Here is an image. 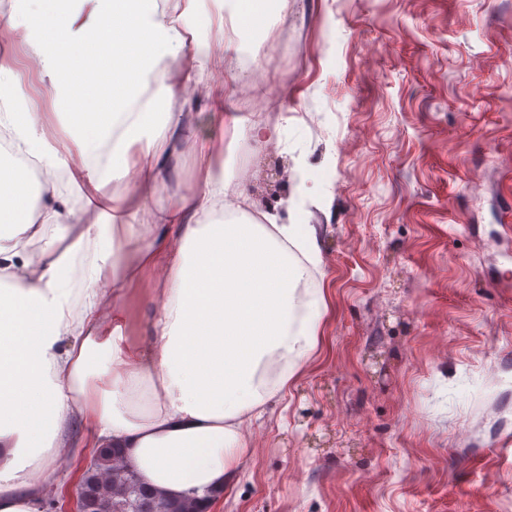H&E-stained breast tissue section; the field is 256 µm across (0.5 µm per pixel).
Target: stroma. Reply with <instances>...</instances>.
Returning <instances> with one entry per match:
<instances>
[{"label":"stroma","instance_id":"1","mask_svg":"<svg viewBox=\"0 0 512 512\" xmlns=\"http://www.w3.org/2000/svg\"><path fill=\"white\" fill-rule=\"evenodd\" d=\"M261 24L284 111L252 119L226 50L224 104L190 112L167 190L232 119L287 123L281 147L245 139L244 208L306 192L281 218L320 225L331 312L218 512H512V0H288ZM142 47L67 63L88 113Z\"/></svg>","mask_w":512,"mask_h":512}]
</instances>
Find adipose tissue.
<instances>
[{
	"mask_svg": "<svg viewBox=\"0 0 512 512\" xmlns=\"http://www.w3.org/2000/svg\"><path fill=\"white\" fill-rule=\"evenodd\" d=\"M139 89L102 123L73 118L61 53L108 41L102 0H70L0 45H29L50 81L45 112L0 54V512H43L63 494L55 463L120 448L163 499L203 512L238 479L251 419L281 402L330 313L321 229L241 209L243 163L201 145L200 184L179 171L183 116L213 98L195 0H135ZM126 181L122 195L107 192ZM160 273L162 285L143 278Z\"/></svg>",
	"mask_w": 512,
	"mask_h": 512,
	"instance_id": "obj_1",
	"label": "adipose tissue"
}]
</instances>
